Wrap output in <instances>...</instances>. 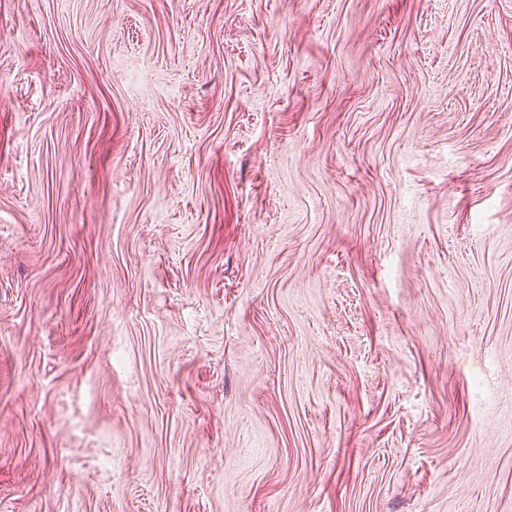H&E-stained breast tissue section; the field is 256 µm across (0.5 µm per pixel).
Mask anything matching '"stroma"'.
Here are the masks:
<instances>
[{"mask_svg":"<svg viewBox=\"0 0 512 512\" xmlns=\"http://www.w3.org/2000/svg\"><path fill=\"white\" fill-rule=\"evenodd\" d=\"M0 512H512V0H0Z\"/></svg>","mask_w":512,"mask_h":512,"instance_id":"obj_1","label":"stroma"}]
</instances>
